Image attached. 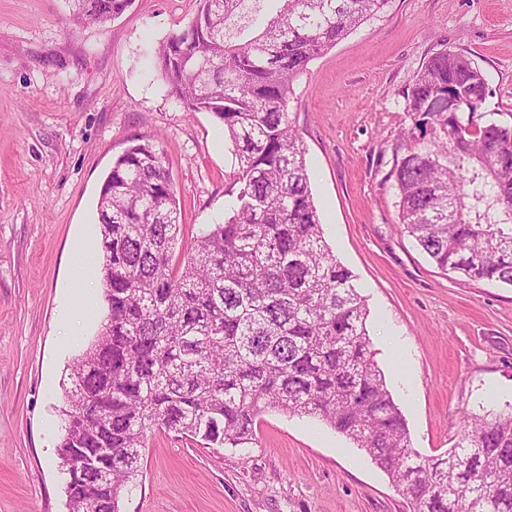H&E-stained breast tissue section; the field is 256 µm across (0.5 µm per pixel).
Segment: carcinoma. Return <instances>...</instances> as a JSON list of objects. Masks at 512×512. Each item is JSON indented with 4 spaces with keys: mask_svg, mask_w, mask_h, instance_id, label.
Returning a JSON list of instances; mask_svg holds the SVG:
<instances>
[{
    "mask_svg": "<svg viewBox=\"0 0 512 512\" xmlns=\"http://www.w3.org/2000/svg\"><path fill=\"white\" fill-rule=\"evenodd\" d=\"M132 0H72L103 25ZM199 0L155 51L169 93L224 125L238 160L233 204L179 252L174 183L150 140L101 187L106 320L71 365L58 456L69 512H120L157 431L245 448L263 413L315 417L363 448L410 512H512V408L468 415L454 446L424 456L375 361L369 311L328 245L305 149L288 119L309 62L390 0ZM483 73L441 50L405 95L390 177L399 224L440 268L512 285V125L487 117Z\"/></svg>",
    "mask_w": 512,
    "mask_h": 512,
    "instance_id": "carcinoma-1",
    "label": "carcinoma"
}]
</instances>
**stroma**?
I'll return each instance as SVG.
<instances>
[{
    "label": "stroma",
    "mask_w": 512,
    "mask_h": 512,
    "mask_svg": "<svg viewBox=\"0 0 512 512\" xmlns=\"http://www.w3.org/2000/svg\"><path fill=\"white\" fill-rule=\"evenodd\" d=\"M197 8L132 0L74 31L70 0H0V512H68L59 409L101 322L63 306L77 288L73 242L102 263L97 202L113 160L156 143L183 244L232 200L223 125L169 95L153 62ZM443 49L474 62L485 112L512 124V0H391L310 62L288 104L324 236L356 278L375 359L428 456L456 443L463 415L512 404V285L439 269L398 222L404 93ZM141 467L121 512H408L362 448L308 416L264 413L246 448L158 432Z\"/></svg>",
    "instance_id": "stroma-1"
}]
</instances>
